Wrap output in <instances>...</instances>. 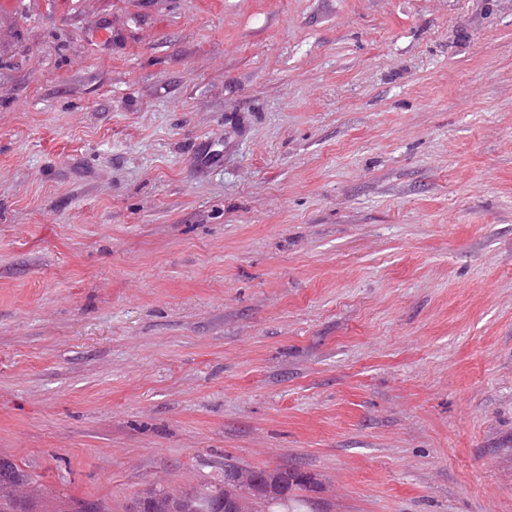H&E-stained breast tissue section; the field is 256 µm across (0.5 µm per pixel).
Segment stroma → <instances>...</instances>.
Wrapping results in <instances>:
<instances>
[{
	"label": "stroma",
	"mask_w": 512,
	"mask_h": 512,
	"mask_svg": "<svg viewBox=\"0 0 512 512\" xmlns=\"http://www.w3.org/2000/svg\"><path fill=\"white\" fill-rule=\"evenodd\" d=\"M0 458L512 512V0L0 8Z\"/></svg>",
	"instance_id": "1"
}]
</instances>
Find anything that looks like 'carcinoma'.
<instances>
[{
    "label": "carcinoma",
    "mask_w": 512,
    "mask_h": 512,
    "mask_svg": "<svg viewBox=\"0 0 512 512\" xmlns=\"http://www.w3.org/2000/svg\"><path fill=\"white\" fill-rule=\"evenodd\" d=\"M253 484L239 486L224 479V487L207 492L192 488L174 495L163 489L151 488L137 495L131 504L132 512H232L233 499L244 494L271 503L288 499V492L308 483L309 477L297 469H285L278 480L270 483L265 470L251 471ZM28 481V476L13 462L0 459V512H33L29 500L16 495L18 487Z\"/></svg>",
    "instance_id": "obj_1"
}]
</instances>
